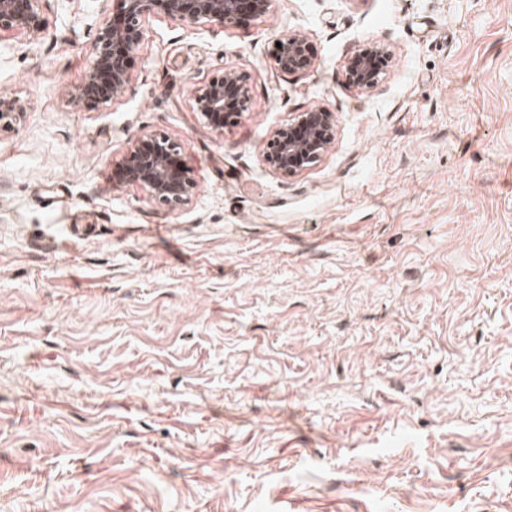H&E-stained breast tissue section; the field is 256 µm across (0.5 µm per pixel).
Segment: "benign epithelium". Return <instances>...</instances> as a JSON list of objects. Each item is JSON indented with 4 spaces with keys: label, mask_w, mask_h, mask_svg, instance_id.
Wrapping results in <instances>:
<instances>
[{
    "label": "benign epithelium",
    "mask_w": 512,
    "mask_h": 512,
    "mask_svg": "<svg viewBox=\"0 0 512 512\" xmlns=\"http://www.w3.org/2000/svg\"><path fill=\"white\" fill-rule=\"evenodd\" d=\"M40 0H0V31H23L31 36L43 30ZM273 0H120L119 13L124 22L116 27L106 24L94 45L95 59L73 103L93 98L106 104L120 95L127 81V62L142 43L145 24L156 11L164 12L173 20L187 24L220 21L234 24L239 14L250 10L258 16L269 12ZM277 42L276 66L285 73L304 72L314 65L307 37L292 33ZM389 56V50L380 42L364 44L346 64V75L353 86L371 89L380 81L377 60ZM245 75L226 70L200 86L194 93L192 108L199 120L222 133L224 124L217 118L224 116V86L235 83L244 86ZM19 108L11 99L0 100V129L14 124ZM336 137V113L327 108L300 112L288 124L272 131L269 143L272 150L265 151L264 162L274 172L284 176L295 175L316 164L331 147ZM180 145L166 136L156 134L139 138L130 148L129 155L136 162L126 171L128 184L148 191L171 210L189 205L195 196L196 183L187 171L169 163L170 154Z\"/></svg>",
    "instance_id": "obj_1"
}]
</instances>
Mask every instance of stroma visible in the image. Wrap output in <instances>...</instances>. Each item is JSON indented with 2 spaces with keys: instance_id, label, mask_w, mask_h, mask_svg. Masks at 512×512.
<instances>
[{
  "instance_id": "1",
  "label": "stroma",
  "mask_w": 512,
  "mask_h": 512,
  "mask_svg": "<svg viewBox=\"0 0 512 512\" xmlns=\"http://www.w3.org/2000/svg\"><path fill=\"white\" fill-rule=\"evenodd\" d=\"M41 7L0 32V512H512V0L159 13L104 105L72 96L114 0ZM292 32L314 65L285 74ZM227 69L217 133L191 100ZM319 107L333 145L270 170ZM154 133L183 209L111 180ZM276 42L281 44V48H275L274 61L282 72H304L313 67L314 58L307 37L292 33L278 38ZM379 56L389 58V50L380 42H370L350 57L346 64V75L350 84L360 89H371L376 86L381 79L377 67ZM336 137V114L327 108L300 112L288 124L272 131L263 155L274 172L295 175L316 164Z\"/></svg>"
}]
</instances>
